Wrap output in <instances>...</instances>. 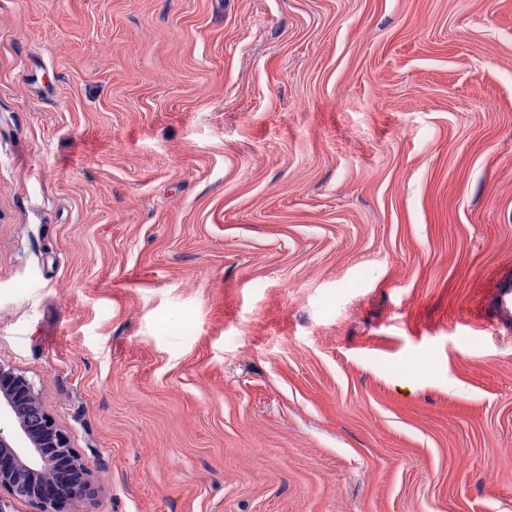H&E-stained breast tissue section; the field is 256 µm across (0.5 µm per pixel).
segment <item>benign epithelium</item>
I'll use <instances>...</instances> for the list:
<instances>
[{"mask_svg": "<svg viewBox=\"0 0 512 512\" xmlns=\"http://www.w3.org/2000/svg\"><path fill=\"white\" fill-rule=\"evenodd\" d=\"M0 512L28 502L36 512H77L92 494L90 471L33 384L0 365Z\"/></svg>", "mask_w": 512, "mask_h": 512, "instance_id": "1", "label": "benign epithelium"}]
</instances>
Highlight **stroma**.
I'll return each mask as SVG.
<instances>
[{
  "instance_id": "obj_1",
  "label": "stroma",
  "mask_w": 512,
  "mask_h": 512,
  "mask_svg": "<svg viewBox=\"0 0 512 512\" xmlns=\"http://www.w3.org/2000/svg\"><path fill=\"white\" fill-rule=\"evenodd\" d=\"M509 281L512 0H0V364L80 512H512Z\"/></svg>"
}]
</instances>
